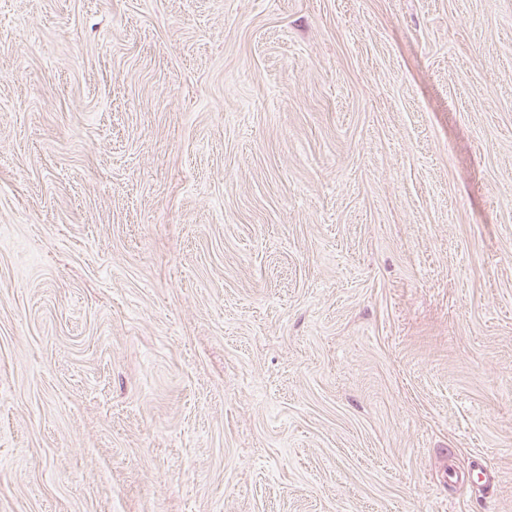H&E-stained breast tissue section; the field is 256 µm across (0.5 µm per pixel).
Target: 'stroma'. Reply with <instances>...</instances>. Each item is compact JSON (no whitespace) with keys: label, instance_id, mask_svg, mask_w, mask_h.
Segmentation results:
<instances>
[{"label":"stroma","instance_id":"35a3bbf8","mask_svg":"<svg viewBox=\"0 0 512 512\" xmlns=\"http://www.w3.org/2000/svg\"><path fill=\"white\" fill-rule=\"evenodd\" d=\"M0 512H512V0H0Z\"/></svg>","mask_w":512,"mask_h":512}]
</instances>
